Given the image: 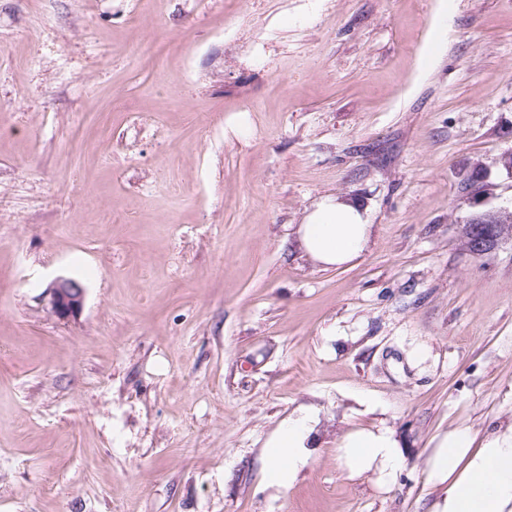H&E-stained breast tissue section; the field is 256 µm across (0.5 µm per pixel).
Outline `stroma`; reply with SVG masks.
Returning a JSON list of instances; mask_svg holds the SVG:
<instances>
[{
    "label": "stroma",
    "instance_id": "1",
    "mask_svg": "<svg viewBox=\"0 0 512 512\" xmlns=\"http://www.w3.org/2000/svg\"><path fill=\"white\" fill-rule=\"evenodd\" d=\"M510 150L512 0H0V512H430L439 440L512 428V239L460 244ZM325 197L370 226L338 267ZM368 230L369 224L356 206L324 198L300 224L298 233L316 261L333 266L347 263L364 251ZM85 289L74 279H59L52 288L51 308L59 320L74 317L82 308ZM316 417L300 412L288 418L267 442L268 468L265 478L269 484L287 488L308 465L311 435ZM336 452L349 475L377 472L388 481L401 468L400 447L388 432H348Z\"/></svg>",
    "mask_w": 512,
    "mask_h": 512
}]
</instances>
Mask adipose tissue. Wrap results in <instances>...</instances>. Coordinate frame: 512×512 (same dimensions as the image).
<instances>
[{
  "label": "adipose tissue",
  "mask_w": 512,
  "mask_h": 512,
  "mask_svg": "<svg viewBox=\"0 0 512 512\" xmlns=\"http://www.w3.org/2000/svg\"><path fill=\"white\" fill-rule=\"evenodd\" d=\"M369 226L354 205L332 198L316 203L298 233L305 250L327 266L358 257L368 242ZM316 418L301 412L288 418L267 442L269 484L290 486L307 466ZM337 456L348 474L375 472L392 479L401 467L397 441L383 431H351L343 436ZM431 480L447 486L433 512H512V430L475 445L469 431L454 430L434 449Z\"/></svg>",
  "instance_id": "ef3b65f1"
}]
</instances>
